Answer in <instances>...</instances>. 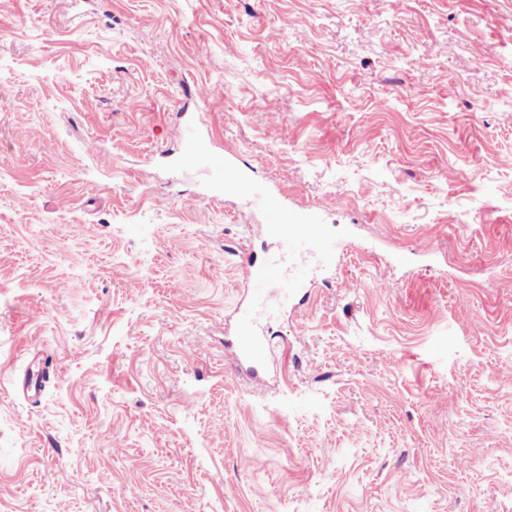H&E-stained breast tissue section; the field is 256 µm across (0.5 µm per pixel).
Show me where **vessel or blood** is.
Wrapping results in <instances>:
<instances>
[{"label": "vessel or blood", "instance_id": "1", "mask_svg": "<svg viewBox=\"0 0 512 512\" xmlns=\"http://www.w3.org/2000/svg\"><path fill=\"white\" fill-rule=\"evenodd\" d=\"M181 133L190 151V162L209 183L222 188L239 181L233 160L210 149L200 122L184 123ZM242 184L247 197L264 215L268 231L276 237L279 246L276 253L261 262L250 255L242 258L250 304L238 317L235 339L227 348L235 366L245 365L256 370L265 362V350L255 306L300 288L312 265L327 267L335 264L342 244L322 230L317 210L284 215L282 201L265 183L247 180Z\"/></svg>", "mask_w": 512, "mask_h": 512}]
</instances>
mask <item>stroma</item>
I'll list each match as a JSON object with an SVG mask.
<instances>
[{"mask_svg":"<svg viewBox=\"0 0 512 512\" xmlns=\"http://www.w3.org/2000/svg\"><path fill=\"white\" fill-rule=\"evenodd\" d=\"M184 112L346 246L256 378ZM508 155L512 0H0V512H512Z\"/></svg>","mask_w":512,"mask_h":512,"instance_id":"stroma-1","label":"stroma"}]
</instances>
